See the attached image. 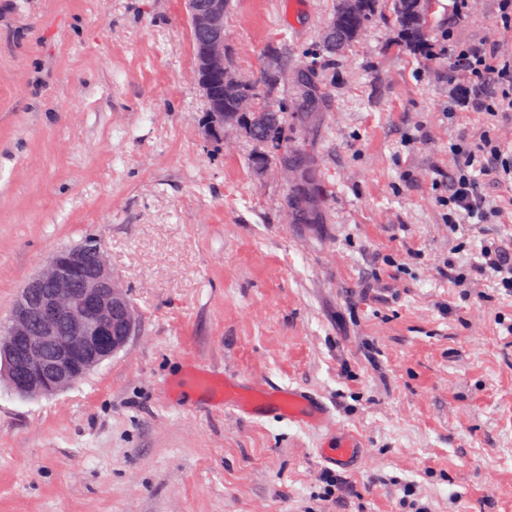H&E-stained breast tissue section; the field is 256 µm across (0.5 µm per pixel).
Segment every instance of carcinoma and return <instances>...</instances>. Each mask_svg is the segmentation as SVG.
<instances>
[{"label":"carcinoma","mask_w":512,"mask_h":512,"mask_svg":"<svg viewBox=\"0 0 512 512\" xmlns=\"http://www.w3.org/2000/svg\"><path fill=\"white\" fill-rule=\"evenodd\" d=\"M395 21L401 32V47L415 51L423 42L427 27L428 0H394ZM376 0H340L332 21L324 32L325 49L332 55L344 50L362 33L373 17ZM273 64L255 80L222 81L211 78L210 97L205 99V113L219 124L237 125L257 147L249 158L256 170L270 164L294 166L304 178L294 185L292 195L285 196L294 224H320L314 189V159L288 134L291 126L304 127L320 109L322 99L305 84H300V103L296 111L288 110L281 97L288 85L292 61L288 53L272 54Z\"/></svg>","instance_id":"carcinoma-1"}]
</instances>
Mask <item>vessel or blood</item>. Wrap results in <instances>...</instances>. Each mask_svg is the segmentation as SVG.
<instances>
[{
  "label": "vessel or blood",
  "mask_w": 512,
  "mask_h": 512,
  "mask_svg": "<svg viewBox=\"0 0 512 512\" xmlns=\"http://www.w3.org/2000/svg\"><path fill=\"white\" fill-rule=\"evenodd\" d=\"M191 375L197 383L210 387L219 401L240 415L268 408L282 419L303 427L331 430L335 426L330 409L314 394L297 389L245 383L230 377L219 378L192 366ZM359 447L349 438L340 437L320 448V457L340 467L347 466L357 456Z\"/></svg>",
  "instance_id": "b4317fda"
}]
</instances>
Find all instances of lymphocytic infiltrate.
Segmentation results:
<instances>
[{
	"label": "lymphocytic infiltrate",
	"instance_id": "f902f5d3",
	"mask_svg": "<svg viewBox=\"0 0 512 512\" xmlns=\"http://www.w3.org/2000/svg\"><path fill=\"white\" fill-rule=\"evenodd\" d=\"M444 51L449 71L446 119L477 112L485 124L479 133L449 142L452 174L436 205L449 234L466 225L484 241L477 260L466 266L455 259L460 244L449 243L447 256L436 262L435 270L454 287L472 289L489 279L512 297V242L488 236L489 225L499 223L503 211L484 189L489 181L512 185V151L506 150V137L496 131L512 113V54L485 40L451 44Z\"/></svg>",
	"mask_w": 512,
	"mask_h": 512
}]
</instances>
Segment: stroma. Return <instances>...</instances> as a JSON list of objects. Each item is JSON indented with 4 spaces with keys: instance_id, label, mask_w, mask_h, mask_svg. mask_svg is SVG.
Returning a JSON list of instances; mask_svg holds the SVG:
<instances>
[{
    "instance_id": "1",
    "label": "stroma",
    "mask_w": 512,
    "mask_h": 512,
    "mask_svg": "<svg viewBox=\"0 0 512 512\" xmlns=\"http://www.w3.org/2000/svg\"><path fill=\"white\" fill-rule=\"evenodd\" d=\"M336 6L232 0L226 18L244 75L284 49L289 86L323 93L293 132L323 221L295 224L243 134L221 152L203 137L187 0H0V327L43 260L91 234L138 313L126 348L63 392L0 382V512H405L410 492L432 512H512V299L431 265L448 141L481 116L447 122L448 61L398 48L391 0L329 54ZM448 15L431 0L427 41L512 51L496 0ZM191 360L315 393L360 463L319 458L335 432L212 405Z\"/></svg>"
}]
</instances>
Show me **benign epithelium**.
Masks as SVG:
<instances>
[{"label":"benign epithelium","mask_w":512,"mask_h":512,"mask_svg":"<svg viewBox=\"0 0 512 512\" xmlns=\"http://www.w3.org/2000/svg\"><path fill=\"white\" fill-rule=\"evenodd\" d=\"M196 28H208L215 38L194 68V80L203 96L209 89L200 70L226 80L239 78L227 66L232 31L224 24V0H213L210 10L192 13ZM207 140L219 147L239 132L233 124L203 128ZM98 255L94 273L83 287H74L90 250ZM137 326V312L128 291L112 275L107 253L85 242L52 253L22 288L0 336V355L6 367L0 375L18 395H52L70 388L104 360L125 348Z\"/></svg>","instance_id":"obj_1"}]
</instances>
